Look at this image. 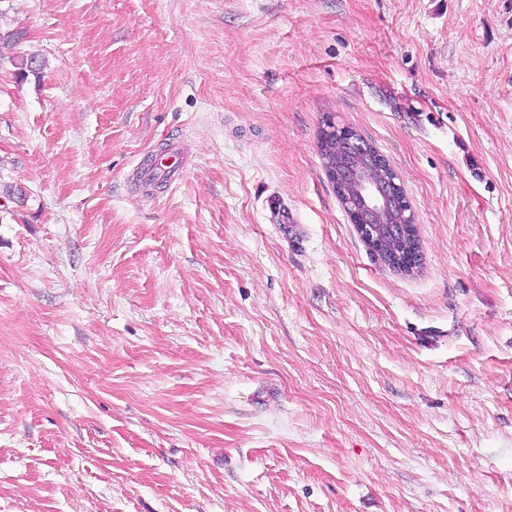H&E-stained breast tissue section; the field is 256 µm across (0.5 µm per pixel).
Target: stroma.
I'll use <instances>...</instances> for the list:
<instances>
[{
    "label": "stroma",
    "instance_id": "35a3bbf8",
    "mask_svg": "<svg viewBox=\"0 0 512 512\" xmlns=\"http://www.w3.org/2000/svg\"><path fill=\"white\" fill-rule=\"evenodd\" d=\"M0 27L47 61L0 64V512H512V0ZM328 119L400 175L419 273L360 239ZM171 152L166 150H157L152 154V160L147 163L141 170V176L143 181H154L159 177H165L169 183H173L177 177V170L174 167V163L170 162Z\"/></svg>",
    "mask_w": 512,
    "mask_h": 512
}]
</instances>
